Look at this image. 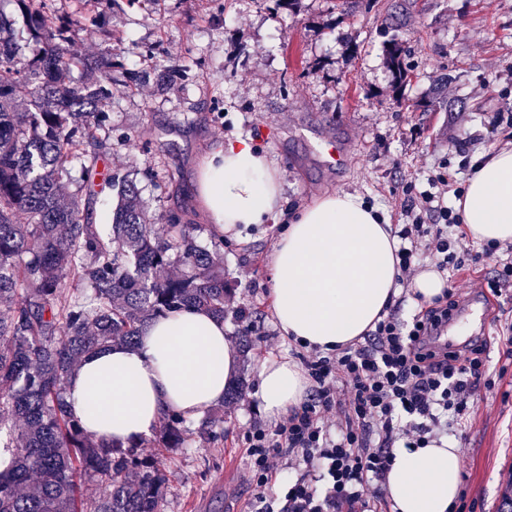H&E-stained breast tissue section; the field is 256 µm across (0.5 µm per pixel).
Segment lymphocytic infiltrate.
<instances>
[{"instance_id":"obj_1","label":"lymphocytic infiltrate","mask_w":512,"mask_h":512,"mask_svg":"<svg viewBox=\"0 0 512 512\" xmlns=\"http://www.w3.org/2000/svg\"><path fill=\"white\" fill-rule=\"evenodd\" d=\"M406 224L396 228L397 282L409 286L422 260L449 273L442 296L421 303L411 320L387 313L362 341L329 352L301 346L296 356L313 396L274 427L245 436V482L251 512H387L382 485L396 446L424 448L447 417L468 421L486 377V341L449 350L441 343L448 312L469 296L472 275L493 260V297L512 291V242L471 248L447 195L461 196L449 168L428 180L401 184ZM306 472L281 484L284 465Z\"/></svg>"}]
</instances>
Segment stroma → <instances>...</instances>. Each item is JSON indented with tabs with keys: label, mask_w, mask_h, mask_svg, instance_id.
<instances>
[{
	"label": "stroma",
	"mask_w": 512,
	"mask_h": 512,
	"mask_svg": "<svg viewBox=\"0 0 512 512\" xmlns=\"http://www.w3.org/2000/svg\"><path fill=\"white\" fill-rule=\"evenodd\" d=\"M65 21L87 19L82 57L112 52V96L106 102L111 174H137L150 211L178 213L200 225L198 243L216 236L191 186L200 157L231 139L251 140L275 162L284 181L275 222L224 238V272L235 301L256 308L252 331L233 318L224 325L238 350L245 393L224 405V435H191L184 448L148 454L166 476L163 512H248L253 491L242 481L245 435L267 418L255 396L257 370L268 358H292L268 298L270 257L281 226L298 207L334 192L360 194L387 223H403L395 189L425 184L443 160L458 165L492 146L512 143L498 115L512 113V0H47ZM0 16L28 65L43 45L32 37L15 0ZM401 49L408 72L399 79L387 54ZM182 66L174 84L131 83L128 73ZM336 139L344 166L324 162L318 144ZM476 302L468 337L488 340L492 381L477 414L448 436L461 453L460 489L476 512H498L512 479V356L500 343L512 324V298L495 316Z\"/></svg>",
	"instance_id": "obj_1"
}]
</instances>
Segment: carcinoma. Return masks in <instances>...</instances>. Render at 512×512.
Returning a JSON list of instances; mask_svg holds the SVG:
<instances>
[{
	"mask_svg": "<svg viewBox=\"0 0 512 512\" xmlns=\"http://www.w3.org/2000/svg\"><path fill=\"white\" fill-rule=\"evenodd\" d=\"M44 45L31 65L0 53V512H161L166 478L127 444L87 436L68 409L67 379L82 357L111 344H138L143 327L181 306L241 318L224 276V240L197 244L200 227L141 204L132 179L112 178L120 204L109 231L91 221L98 111L108 90L73 85L81 68L112 74V55L83 58L76 45L91 26L57 24L46 0H16ZM30 88L16 105V85ZM77 193L60 201L72 161ZM224 432V411L194 423L163 418L157 448H184L192 434ZM92 476L104 493H85Z\"/></svg>",
	"mask_w": 512,
	"mask_h": 512,
	"instance_id": "1",
	"label": "carcinoma"
}]
</instances>
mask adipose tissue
Segmentation results:
<instances>
[{"mask_svg":"<svg viewBox=\"0 0 512 512\" xmlns=\"http://www.w3.org/2000/svg\"><path fill=\"white\" fill-rule=\"evenodd\" d=\"M194 193L217 233L268 223L283 179L247 141L222 142L203 155ZM454 206L467 240L512 241V149L480 164ZM398 241L356 193L335 191L300 212L278 235L269 264L274 314L284 335L330 351L373 329L397 292ZM239 368L222 319L199 307L148 323L137 346L85 356L66 386L69 406L91 437L128 441L151 435L164 414L189 420L221 404ZM301 367L270 358L258 368L256 396L277 420L303 402ZM461 454L441 439L398 448L387 475L394 512H450L460 491Z\"/></svg>","mask_w":512,"mask_h":512,"instance_id":"obj_1","label":"adipose tissue"}]
</instances>
